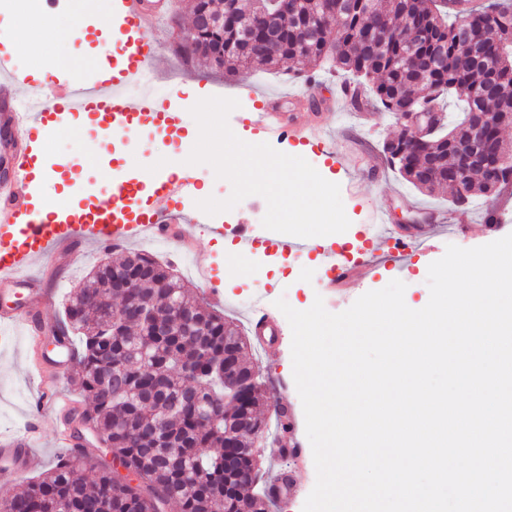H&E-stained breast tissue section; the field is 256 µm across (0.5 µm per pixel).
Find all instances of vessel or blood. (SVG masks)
<instances>
[{"label":"vessel or blood","mask_w":512,"mask_h":512,"mask_svg":"<svg viewBox=\"0 0 512 512\" xmlns=\"http://www.w3.org/2000/svg\"><path fill=\"white\" fill-rule=\"evenodd\" d=\"M167 15L163 0H112V29L119 36L120 51L114 55L111 69L99 71L88 82L52 78L35 86L14 69L8 55L1 54L0 123L11 127L24 141L41 147L62 120L74 113L97 121L106 135L144 123L171 136L178 134L183 127L181 112L152 95L127 92L132 81L157 77L161 52L154 31ZM279 104V97L265 96L252 119L258 134L289 137L302 145L322 135L321 127L289 123L279 112ZM152 176L151 185L132 182L125 192L111 198L56 209L48 197L31 194L38 177L33 156L23 154L14 164L11 177L0 180V289L26 284L30 266L84 244L112 248L168 238L193 248L196 237L192 227L200 218L185 214L181 208L192 188L188 176L165 169L154 170ZM428 218L425 231L402 238L382 215H375L373 223L363 227L365 249L352 259L339 252L329 238L270 241L249 224H213L209 230L220 237L232 236L243 256L262 247L279 252H319L333 282L346 284L370 277L374 258L385 251L409 252L426 245L441 227L438 212L429 211ZM0 325L22 328L31 345L47 331L35 315L22 317L11 310L0 312ZM39 433L38 424L33 422L22 435L0 440V465L17 472L35 468L39 460L31 446Z\"/></svg>","instance_id":"1"}]
</instances>
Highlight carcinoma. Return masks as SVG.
Here are the masks:
<instances>
[{
  "instance_id": "carcinoma-1",
  "label": "carcinoma",
  "mask_w": 512,
  "mask_h": 512,
  "mask_svg": "<svg viewBox=\"0 0 512 512\" xmlns=\"http://www.w3.org/2000/svg\"><path fill=\"white\" fill-rule=\"evenodd\" d=\"M470 3L455 13L448 0H293L285 24L280 3L254 0L235 7L224 56L211 53V35L195 22L176 52L230 74L306 61L345 75L396 119L441 112L443 97L455 96L460 122L404 129L383 153L412 187H446L463 207L512 184V170L487 164L512 122V0ZM114 269L133 287H112ZM175 306L188 322L177 321ZM60 331L59 344L79 335L73 382L92 403L83 420L138 482L74 448L24 490L0 494V512H163L170 501L179 512H266L256 450L264 383L244 360L242 334L168 265L138 251L97 266L71 292ZM85 468L94 481L80 476Z\"/></svg>"
}]
</instances>
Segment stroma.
Masks as SVG:
<instances>
[{"label":"stroma","mask_w":512,"mask_h":512,"mask_svg":"<svg viewBox=\"0 0 512 512\" xmlns=\"http://www.w3.org/2000/svg\"><path fill=\"white\" fill-rule=\"evenodd\" d=\"M172 2L168 23L158 27L165 57L156 85L168 92V102L182 112L185 126L195 124L189 110L198 99L235 97L240 106L230 113L229 126L240 139L254 143L258 137L252 132L250 118L260 101L238 96L239 86L249 82L270 95L288 93L299 96V103H283L282 111L323 125L327 131L335 133L337 140L355 143L362 156L363 165L357 170L333 163L329 157L330 144L326 141L298 145L290 139H279L273 143L274 148L283 153L305 158L321 176L339 184L344 210L351 222L341 238L350 250L361 247V226L369 222L376 210L384 211L388 223L398 228L420 223L418 210L422 207L436 210L446 219H453L455 210L449 202L448 191L433 194L419 192L388 167L382 153V142L398 134L400 127L384 110L372 107L364 113L354 109L350 102L338 101V88L344 81L342 75L324 69L315 72L307 65L296 69L285 62L275 70H244L234 76L213 70L199 61L185 64L175 54L174 47L179 40L181 27L190 21L192 4L190 0ZM111 4L112 0H61L56 9L57 15L85 28L87 37L83 40L47 34L31 25L24 14L15 16L1 13L0 44L12 53L15 67L25 76L37 73L44 77L54 74L68 79L89 77L95 66L111 64V56L118 50L114 44L103 48L98 45L102 32L100 20L109 15ZM49 48L66 52L71 60L70 66L56 70L46 61L39 69H31L27 54H40ZM65 124L74 130L75 136L65 144L55 141L49 144L45 163L49 170L54 171L56 178L43 182L38 188L39 194L52 196L60 192L62 184L75 183L84 186L90 197L110 196V180L100 161L112 154H123L126 139L100 134L82 115L68 117ZM490 206L499 210L500 223H484L483 214ZM509 234H512V192L496 199L478 200L470 210V227L467 231L458 233L450 229L438 237L429 249L410 251L400 260L381 259L371 278L353 284L340 293L330 291L328 266L320 255L313 252L296 251L280 257L260 250L253 252L249 256L248 278L244 281L233 280L224 274L228 253L236 248L232 238L211 239L208 249L201 251L200 256L210 263L214 275L221 279L224 286L220 311L241 329L249 327L248 309L241 305V298L260 293L264 307L269 310L279 329V336L271 355H263L251 345L247 348L245 359L268 382L274 400L287 407L300 421L304 418V412L293 379L292 333L288 320L275 305L277 299H285L291 307L303 311L319 297L329 312L339 313L364 293L382 289L391 280L399 279L406 285L405 302L425 303L430 298L428 267L444 255L447 245L472 248ZM119 256V251L107 252L96 246L74 251L68 263L48 285L51 300L40 312L42 322L51 324L59 321L70 291L78 286L80 280L104 258L116 259ZM36 390L37 383L28 365L26 339L22 331L5 329L0 333V435L13 434L24 427ZM265 416L267 431L260 442L264 473L288 468L295 472L297 478L292 494L279 500L273 512H302L316 482L311 445L303 443L301 461L287 464L283 459L284 449L279 444L282 432L277 427L276 417L270 410L266 411Z\"/></svg>","instance_id":"obj_1"}]
</instances>
